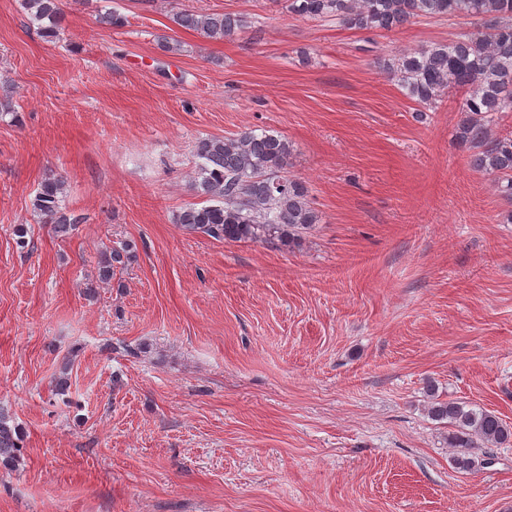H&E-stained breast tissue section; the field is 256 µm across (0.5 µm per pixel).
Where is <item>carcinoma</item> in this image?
I'll return each instance as SVG.
<instances>
[{
	"label": "carcinoma",
	"instance_id": "obj_1",
	"mask_svg": "<svg viewBox=\"0 0 512 512\" xmlns=\"http://www.w3.org/2000/svg\"><path fill=\"white\" fill-rule=\"evenodd\" d=\"M23 5L29 21L46 36L62 30V0H23ZM287 9L366 32L389 31L421 17L475 19L474 32L405 52L388 69L397 74L406 95L424 108L435 106L441 92L452 85L465 90L455 137L473 150L471 165L494 176L501 195L512 201V136L492 134L495 113L512 110V0H288ZM173 22L212 40L230 38L242 27V20L231 13L180 12ZM195 152V190L207 204L191 205L178 215L177 223L185 230L224 241H277L287 246L319 221L306 185L287 175L291 150L284 136L243 131L232 138L204 137ZM63 192V176L49 174L32 207L42 223L66 234L78 220L63 208ZM131 250L125 243L104 252L100 280L110 282L112 271L125 263ZM429 414L455 426L448 447L458 469L474 467L469 449L477 442L495 448L512 445V425L493 412L434 398ZM18 450V430L0 412V463H14Z\"/></svg>",
	"mask_w": 512,
	"mask_h": 512
}]
</instances>
